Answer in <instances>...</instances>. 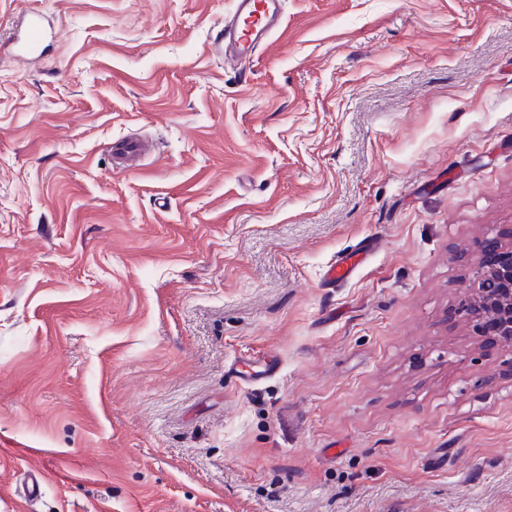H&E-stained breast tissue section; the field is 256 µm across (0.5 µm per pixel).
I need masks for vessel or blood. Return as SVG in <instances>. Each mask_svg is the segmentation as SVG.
I'll return each mask as SVG.
<instances>
[{
	"mask_svg": "<svg viewBox=\"0 0 512 512\" xmlns=\"http://www.w3.org/2000/svg\"><path fill=\"white\" fill-rule=\"evenodd\" d=\"M280 13V0H236L234 14L224 22L217 51L228 61L242 60L274 33ZM45 37L41 17L33 13L13 38L11 48L16 57L29 61L36 56Z\"/></svg>",
	"mask_w": 512,
	"mask_h": 512,
	"instance_id": "vessel-or-blood-1",
	"label": "vessel or blood"
}]
</instances>
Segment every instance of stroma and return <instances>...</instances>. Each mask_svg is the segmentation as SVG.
Returning <instances> with one entry per match:
<instances>
[{
    "instance_id": "stroma-1",
    "label": "stroma",
    "mask_w": 512,
    "mask_h": 512,
    "mask_svg": "<svg viewBox=\"0 0 512 512\" xmlns=\"http://www.w3.org/2000/svg\"><path fill=\"white\" fill-rule=\"evenodd\" d=\"M282 2L0 0V512H512V0ZM281 0H237L234 14L224 21L216 50L224 59L239 62L274 33L281 16ZM46 32L37 13H32L26 18L19 33L12 39L11 48L14 55L24 61L32 60L44 39ZM462 312L478 330L482 323L484 335L498 336L499 343L512 346V261L495 267L475 262L470 294L462 306Z\"/></svg>"
}]
</instances>
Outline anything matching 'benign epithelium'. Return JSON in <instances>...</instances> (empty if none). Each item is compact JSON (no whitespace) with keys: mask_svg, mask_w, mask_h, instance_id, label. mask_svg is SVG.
Returning <instances> with one entry per match:
<instances>
[{"mask_svg":"<svg viewBox=\"0 0 512 512\" xmlns=\"http://www.w3.org/2000/svg\"><path fill=\"white\" fill-rule=\"evenodd\" d=\"M462 312L477 327L486 318L496 322V341L512 346V261L495 267L475 262L470 294Z\"/></svg>","mask_w":512,"mask_h":512,"instance_id":"benign-epithelium-1","label":"benign epithelium"}]
</instances>
